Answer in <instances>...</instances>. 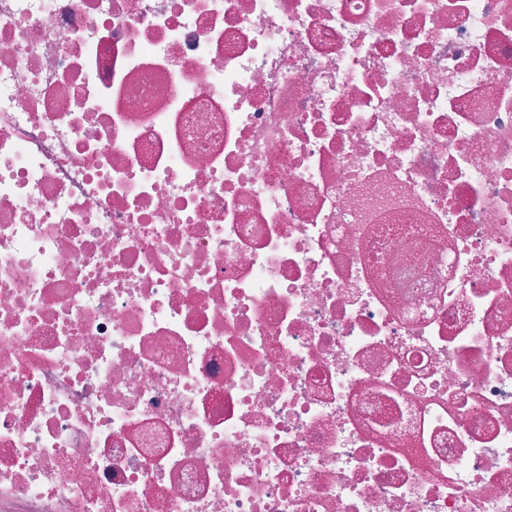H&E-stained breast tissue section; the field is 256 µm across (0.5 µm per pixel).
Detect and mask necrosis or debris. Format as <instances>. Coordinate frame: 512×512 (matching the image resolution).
<instances>
[{
    "label": "necrosis or debris",
    "mask_w": 512,
    "mask_h": 512,
    "mask_svg": "<svg viewBox=\"0 0 512 512\" xmlns=\"http://www.w3.org/2000/svg\"><path fill=\"white\" fill-rule=\"evenodd\" d=\"M0 512H512V0H0Z\"/></svg>",
    "instance_id": "1"
}]
</instances>
